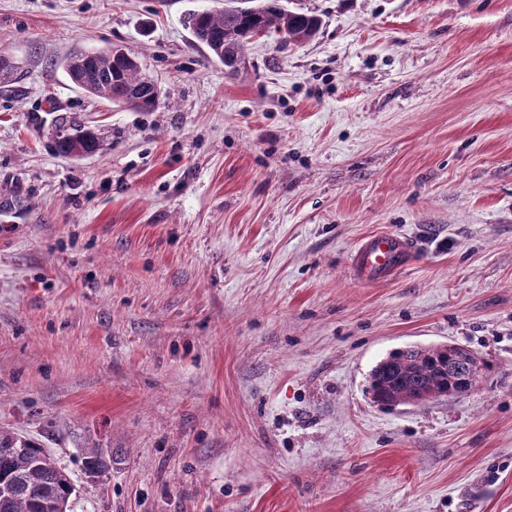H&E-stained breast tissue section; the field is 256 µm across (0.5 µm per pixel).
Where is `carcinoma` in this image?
Here are the masks:
<instances>
[{
  "mask_svg": "<svg viewBox=\"0 0 512 512\" xmlns=\"http://www.w3.org/2000/svg\"><path fill=\"white\" fill-rule=\"evenodd\" d=\"M244 3V7L206 10L188 17L193 36L221 60L227 57L242 60L247 44L257 35L276 31L284 34L290 43H301L320 29L317 16L288 11L280 0H244ZM62 61L68 75L82 82V90L110 103L151 110L160 100L161 88L132 54L121 57L113 49L95 53L69 51ZM52 141L66 155H88L99 147L97 134L87 133L82 126L64 118L55 120ZM438 350V346L424 348V356L420 358L408 350L399 351L389 355L385 365H376L369 387L374 400L387 402L416 390L428 394L454 384L453 376L442 374L437 368ZM42 454L40 444L23 443L15 433L0 428V477L9 479L14 486L10 497H0V512H49L50 502L68 505L75 492L71 477L56 462L36 464ZM111 465L112 454L104 455L95 446L83 449L84 468L107 469Z\"/></svg>",
  "mask_w": 512,
  "mask_h": 512,
  "instance_id": "obj_1",
  "label": "carcinoma"
}]
</instances>
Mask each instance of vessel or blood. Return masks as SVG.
Wrapping results in <instances>:
<instances>
[{
	"instance_id": "vessel-or-blood-1",
	"label": "vessel or blood",
	"mask_w": 512,
	"mask_h": 512,
	"mask_svg": "<svg viewBox=\"0 0 512 512\" xmlns=\"http://www.w3.org/2000/svg\"><path fill=\"white\" fill-rule=\"evenodd\" d=\"M412 252L407 238L376 231L358 244L351 258V270L357 280L383 282L405 268Z\"/></svg>"
}]
</instances>
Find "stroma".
Instances as JSON below:
<instances>
[{"label":"stroma","mask_w":512,"mask_h":512,"mask_svg":"<svg viewBox=\"0 0 512 512\" xmlns=\"http://www.w3.org/2000/svg\"><path fill=\"white\" fill-rule=\"evenodd\" d=\"M282 4L318 33L232 73L186 22L224 0H0V427L70 512H512V0ZM112 46L154 110L59 61ZM58 117L97 152L58 154ZM378 230L413 254L365 283ZM451 341L489 366L469 392L373 401L380 360ZM413 252L411 242L388 232H373L356 247L351 258L353 276L363 282L387 281L401 272Z\"/></svg>","instance_id":"stroma-1"}]
</instances>
